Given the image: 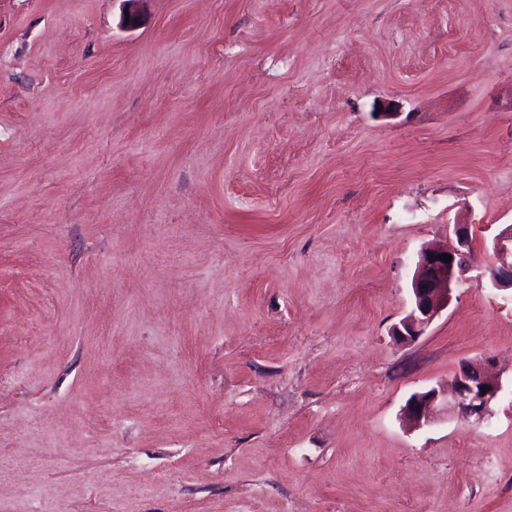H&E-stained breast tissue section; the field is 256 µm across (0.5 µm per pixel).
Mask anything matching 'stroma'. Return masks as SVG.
Returning <instances> with one entry per match:
<instances>
[{
    "label": "stroma",
    "mask_w": 512,
    "mask_h": 512,
    "mask_svg": "<svg viewBox=\"0 0 512 512\" xmlns=\"http://www.w3.org/2000/svg\"><path fill=\"white\" fill-rule=\"evenodd\" d=\"M137 8L0 0V512H512V301L392 334L512 225V0ZM468 225H452L454 244H428L418 253L409 288L412 307L395 327V336L403 340L420 336L447 308L452 285L470 279L467 274L473 271H477V281L486 280L493 289L501 292L503 298L512 301V225L496 236L493 259L481 265L474 261L473 239ZM442 254H450L451 262L440 260L438 255ZM489 365L488 360L463 364L454 376L450 399L448 392L436 388L414 393L402 408L403 423L413 429L421 428L448 411L465 422H487L492 415L491 404L502 388L499 378L490 375ZM484 386L488 390L481 393Z\"/></svg>",
    "instance_id": "1"
}]
</instances>
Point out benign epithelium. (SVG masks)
I'll list each match as a JSON object with an SVG mask.
<instances>
[{
  "mask_svg": "<svg viewBox=\"0 0 512 512\" xmlns=\"http://www.w3.org/2000/svg\"><path fill=\"white\" fill-rule=\"evenodd\" d=\"M452 233L454 244H428L417 255L410 280L412 307L395 327V335L403 340L421 335L447 308L452 285L469 279L473 271L477 281H487L503 298L512 300V225L496 236L493 259L481 265L475 263L469 226L454 224ZM442 254L451 255V262L439 259ZM500 391V380L489 373V361L475 360L460 367L451 393L431 388L413 394L402 408L401 419L416 429L450 411L465 422L483 423L490 419L491 404Z\"/></svg>",
  "mask_w": 512,
  "mask_h": 512,
  "instance_id": "benign-epithelium-1",
  "label": "benign epithelium"
}]
</instances>
